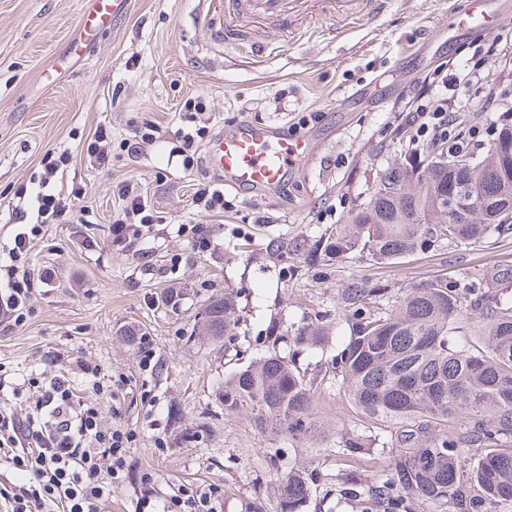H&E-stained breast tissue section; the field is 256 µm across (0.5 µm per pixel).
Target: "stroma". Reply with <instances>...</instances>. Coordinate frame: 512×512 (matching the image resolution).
Listing matches in <instances>:
<instances>
[{"mask_svg":"<svg viewBox=\"0 0 512 512\" xmlns=\"http://www.w3.org/2000/svg\"><path fill=\"white\" fill-rule=\"evenodd\" d=\"M471 3L347 0L330 14L322 0H309L288 34L249 20L227 45L208 29L216 0H130L117 24L76 56L68 47L79 37L84 0H0V241L14 231L15 190L40 175L50 148L70 150L62 185L83 189L77 206L87 218L47 225L35 239L30 267L52 268L54 280L37 285L23 325L0 323V377L18 384L45 371L78 381L86 361L101 377L124 379L111 421L132 440L110 512H134L147 473L159 497L210 489L215 512H250L258 501L279 512L278 478L304 468L317 473L318 487L302 512H355L354 503L336 500L349 467L336 431L380 436V424L331 389L314 396V437L301 442L261 433L247 416L225 413L216 395L225 376L266 353L270 325L291 331L318 314L330 326L328 344L300 350L296 362L333 382L331 361L350 334L336 296L350 281L397 291L512 268V236L443 243L391 265L357 255L304 261L368 201L380 172L411 149L406 114L419 107L417 92L436 69L471 60L485 77L454 92L465 104L454 134L471 152L482 153L485 140L512 127V62L482 52L491 38L512 40V0H499L494 34L463 28L447 41L442 26ZM256 42L273 49L250 54ZM196 97L214 134L240 121L289 128L319 113L305 130L313 153L289 172L285 188L228 187L223 214L201 212L193 186L215 174L203 162L184 168L174 151L178 129L192 124L183 103ZM150 120L159 139L136 145V127ZM101 125L112 133L102 168L83 148ZM129 181L162 220L123 248L113 244L112 226L124 207L118 189ZM197 224L210 239L208 251L191 245ZM227 288L237 294L236 340L193 335L203 306ZM129 330L151 336L153 370L140 369Z\"/></svg>","mask_w":512,"mask_h":512,"instance_id":"1","label":"stroma"}]
</instances>
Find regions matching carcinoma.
<instances>
[{"instance_id":"carcinoma-1","label":"carcinoma","mask_w":512,"mask_h":512,"mask_svg":"<svg viewBox=\"0 0 512 512\" xmlns=\"http://www.w3.org/2000/svg\"><path fill=\"white\" fill-rule=\"evenodd\" d=\"M502 130L467 172L453 174L412 155L383 170L369 200L336 225L309 257L340 260L357 253L393 262L437 244L509 236V215L492 207L512 200V182L495 158ZM470 182L476 205L461 224L442 208L452 178ZM349 313L351 335L336 353V382L360 415L387 424L390 455L380 477L369 482L361 463L378 438L338 432L336 447L355 466L345 474L343 496L367 502L375 512H413L421 500L443 512H499L512 505V269L481 286L446 279L391 290L352 281L337 294ZM239 317L236 295L226 288L202 311L197 334L231 342ZM272 351L224 380L226 413L245 414L273 435L304 438L314 427L312 398L321 382ZM294 343L315 349L327 342L320 318L298 327ZM316 477L289 472L278 480L280 512H300Z\"/></svg>"}]
</instances>
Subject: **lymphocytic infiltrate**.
<instances>
[{
	"mask_svg": "<svg viewBox=\"0 0 512 512\" xmlns=\"http://www.w3.org/2000/svg\"><path fill=\"white\" fill-rule=\"evenodd\" d=\"M430 101L409 116L416 138L446 139L454 125V103L440 84L423 91ZM71 161L68 151L51 148L42 158L43 172L32 186H20L16 213H30L31 223L18 225L10 244L0 247V321L19 324L32 311L36 283L50 284L53 270L33 275L27 266L32 242L47 224L73 218L82 191L52 187ZM124 203L113 234L116 241L140 238L159 217L134 183L118 191ZM94 394L78 395L60 376L40 373L16 384L14 394L32 390L35 397L25 417L0 416V466L20 474L18 483L0 485V507L5 512H108L112 484L127 467L130 432L107 424L103 405L115 399L111 382L101 380L97 367L81 363ZM210 493L186 490L165 499L142 494L135 512H213Z\"/></svg>",
	"mask_w": 512,
	"mask_h": 512,
	"instance_id": "lymphocytic-infiltrate-1",
	"label": "lymphocytic infiltrate"
}]
</instances>
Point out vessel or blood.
Instances as JSON below:
<instances>
[{
  "instance_id": "b4317fda",
  "label": "vessel or blood",
  "mask_w": 512,
  "mask_h": 512,
  "mask_svg": "<svg viewBox=\"0 0 512 512\" xmlns=\"http://www.w3.org/2000/svg\"><path fill=\"white\" fill-rule=\"evenodd\" d=\"M126 6L127 0H88L80 24L86 33H96L120 17ZM301 6L302 0H224V23L214 27L211 36L232 41L238 22L245 18H262L284 31ZM311 150L308 140L284 135L274 126L240 122L209 144L207 162L223 174L227 185L260 189L280 184Z\"/></svg>"
}]
</instances>
